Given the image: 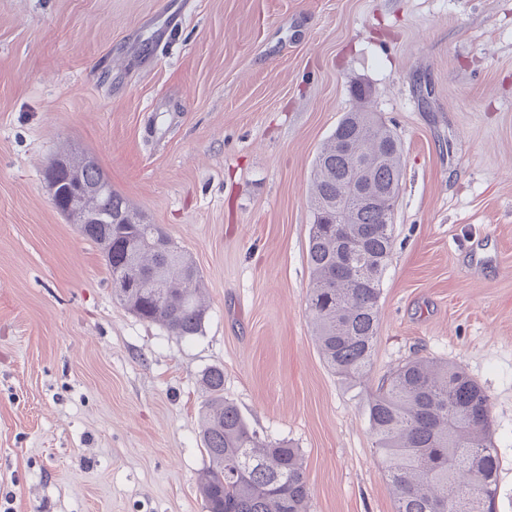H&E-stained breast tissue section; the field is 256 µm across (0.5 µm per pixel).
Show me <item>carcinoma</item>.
<instances>
[{
  "mask_svg": "<svg viewBox=\"0 0 512 512\" xmlns=\"http://www.w3.org/2000/svg\"><path fill=\"white\" fill-rule=\"evenodd\" d=\"M352 93L359 106L344 115L313 165L307 295L319 352L348 384L371 374L382 279L394 241L393 211L364 206L344 190L354 174L352 155L372 156L364 185L387 192L394 202L403 178L401 142L366 105L368 89L359 84ZM104 179L96 162L81 173L87 187ZM94 211L95 221L79 225V233L98 245L110 278L132 271L124 240L136 234L143 240L137 268L157 284L114 288L112 299L175 336L197 335L209 305L193 258L168 236L167 244L156 242L159 226L114 189L97 198ZM338 214L344 220L339 225ZM201 382L202 439L210 465L198 488L207 512H310L300 449L250 428L236 405L224 399V369H207ZM367 416L394 512H493L500 462L489 399L464 369L429 357L409 359L382 380ZM473 485L482 486L481 498L460 494Z\"/></svg>",
  "mask_w": 512,
  "mask_h": 512,
  "instance_id": "cac0c4a2",
  "label": "carcinoma"
}]
</instances>
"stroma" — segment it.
Segmentation results:
<instances>
[{"label":"stroma","instance_id":"1","mask_svg":"<svg viewBox=\"0 0 512 512\" xmlns=\"http://www.w3.org/2000/svg\"><path fill=\"white\" fill-rule=\"evenodd\" d=\"M355 83L404 170L372 372L349 385L306 294L312 166ZM70 150L192 256L199 335L113 301L44 179ZM415 356L486 391L512 512V0H0V512H206L211 366L301 449L311 512H394L366 406Z\"/></svg>","mask_w":512,"mask_h":512}]
</instances>
